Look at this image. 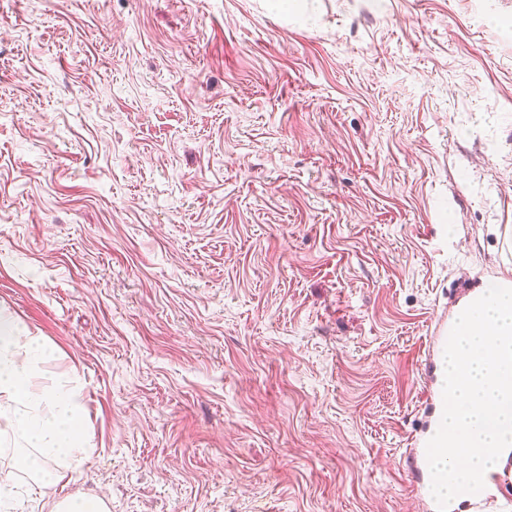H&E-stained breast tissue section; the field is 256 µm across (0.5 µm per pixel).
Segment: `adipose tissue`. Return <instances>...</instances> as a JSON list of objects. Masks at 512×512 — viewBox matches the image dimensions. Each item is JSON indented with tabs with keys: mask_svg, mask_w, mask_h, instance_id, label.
Returning a JSON list of instances; mask_svg holds the SVG:
<instances>
[{
	"mask_svg": "<svg viewBox=\"0 0 512 512\" xmlns=\"http://www.w3.org/2000/svg\"><path fill=\"white\" fill-rule=\"evenodd\" d=\"M53 355L41 337L0 314V396L8 401L0 408V437L24 439L29 452L15 457L14 467L43 496L64 478L58 461L86 456L80 389L40 381L41 367Z\"/></svg>",
	"mask_w": 512,
	"mask_h": 512,
	"instance_id": "adipose-tissue-1",
	"label": "adipose tissue"
}]
</instances>
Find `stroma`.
Returning <instances> with one entry per match:
<instances>
[{
  "label": "stroma",
  "instance_id": "1",
  "mask_svg": "<svg viewBox=\"0 0 512 512\" xmlns=\"http://www.w3.org/2000/svg\"><path fill=\"white\" fill-rule=\"evenodd\" d=\"M512 278V0H0V311L110 512H408L436 322Z\"/></svg>",
  "mask_w": 512,
  "mask_h": 512
}]
</instances>
